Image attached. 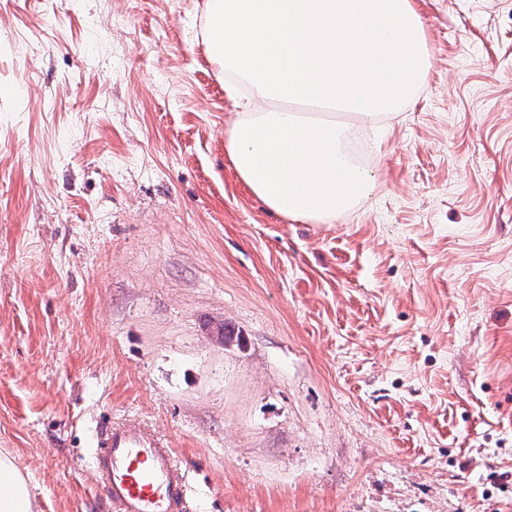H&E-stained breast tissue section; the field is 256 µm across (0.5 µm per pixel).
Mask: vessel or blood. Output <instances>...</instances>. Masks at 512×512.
<instances>
[{
  "instance_id": "obj_1",
  "label": "vessel or blood",
  "mask_w": 512,
  "mask_h": 512,
  "mask_svg": "<svg viewBox=\"0 0 512 512\" xmlns=\"http://www.w3.org/2000/svg\"><path fill=\"white\" fill-rule=\"evenodd\" d=\"M90 455L116 512H187L186 471L164 438L140 421L98 422Z\"/></svg>"
}]
</instances>
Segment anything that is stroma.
<instances>
[{"label": "stroma", "mask_w": 512, "mask_h": 512, "mask_svg": "<svg viewBox=\"0 0 512 512\" xmlns=\"http://www.w3.org/2000/svg\"><path fill=\"white\" fill-rule=\"evenodd\" d=\"M206 0H0V449L113 512L96 418L190 512H512V0H413L432 67L374 190L271 212L224 148ZM90 455L117 512H186L191 488L186 471L155 430L126 419L98 422Z\"/></svg>", "instance_id": "stroma-1"}]
</instances>
